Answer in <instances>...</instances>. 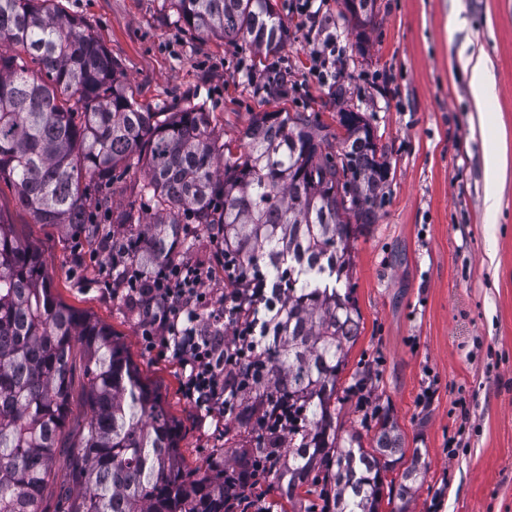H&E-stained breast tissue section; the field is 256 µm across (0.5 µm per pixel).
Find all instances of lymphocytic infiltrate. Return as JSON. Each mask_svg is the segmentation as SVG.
Instances as JSON below:
<instances>
[{
	"label": "lymphocytic infiltrate",
	"mask_w": 512,
	"mask_h": 512,
	"mask_svg": "<svg viewBox=\"0 0 512 512\" xmlns=\"http://www.w3.org/2000/svg\"><path fill=\"white\" fill-rule=\"evenodd\" d=\"M216 263L228 280L239 279L235 257L217 253ZM211 270L202 264L171 261L143 271L122 267L112 290L139 311L142 341L147 350H159L179 361L185 371L186 397L211 412L230 409L237 394L234 371L244 368L258 343L260 315L267 298V281L257 272L243 279L254 310L241 315L234 298L212 304L202 284ZM232 341H225V328Z\"/></svg>",
	"instance_id": "f902f5d3"
}]
</instances>
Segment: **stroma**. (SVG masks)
Returning a JSON list of instances; mask_svg holds the SVG:
<instances>
[{"label": "stroma", "instance_id": "35a3bbf8", "mask_svg": "<svg viewBox=\"0 0 512 512\" xmlns=\"http://www.w3.org/2000/svg\"><path fill=\"white\" fill-rule=\"evenodd\" d=\"M273 4L287 38L260 66L245 43L187 32L169 0L57 2L105 46L139 103L156 112L203 105L221 139L239 138L264 111L317 112L332 130L340 110L364 117L388 176L376 222L353 249L364 330L340 376L339 422L368 441L375 412L386 409L408 447L426 449L407 512H512V0H376L361 38L342 0H328L336 34L328 83L311 70V35L291 0ZM480 55L489 73L478 101L467 62ZM269 71L286 76V94L255 93ZM491 149L502 164L493 215L484 176ZM0 220L38 250L58 300L109 326L157 385L181 426L186 464L222 453L223 418L184 395L178 361L144 348L136 310L103 287L97 244L35 223L5 181Z\"/></svg>", "mask_w": 512, "mask_h": 512}]
</instances>
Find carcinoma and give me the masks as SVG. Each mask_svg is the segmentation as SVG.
<instances>
[{"label":"carcinoma","mask_w":512,"mask_h":512,"mask_svg":"<svg viewBox=\"0 0 512 512\" xmlns=\"http://www.w3.org/2000/svg\"><path fill=\"white\" fill-rule=\"evenodd\" d=\"M199 37L243 41L256 57L283 47L272 0H170ZM375 0L349 22L373 23ZM39 70L28 68L25 57ZM345 135L321 134L316 113L259 112L240 141H221L201 106L154 112L129 94L101 42L55 0H0V181L11 183L38 224L99 235L95 212L112 211V184L132 166L145 179L112 223L132 229L131 262L177 257L184 225L199 224L244 272L264 266L284 285L262 316L261 340L239 380L224 455L187 467L180 425L111 330L57 300L37 249L0 219V512H42L55 450L71 413L73 362L87 378L85 418L71 445L61 512H232L243 478L275 475L291 507L300 490L330 484L324 512H405L424 479L426 453L395 418L377 419L371 447L339 434L337 384L361 333L348 283L352 249L374 223L387 178L368 125L340 112ZM288 426L271 432L278 410ZM404 466L400 479L386 473Z\"/></svg>","instance_id":"obj_1"}]
</instances>
